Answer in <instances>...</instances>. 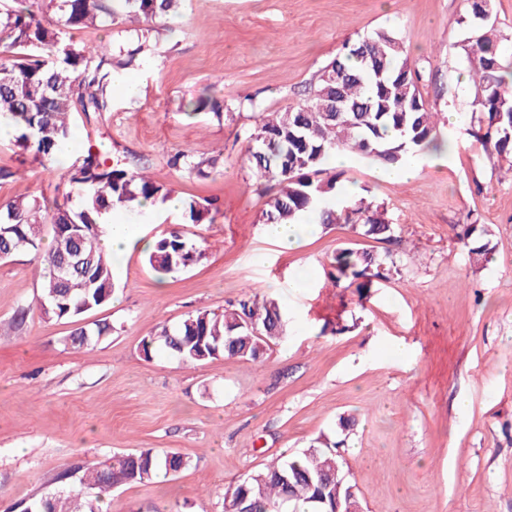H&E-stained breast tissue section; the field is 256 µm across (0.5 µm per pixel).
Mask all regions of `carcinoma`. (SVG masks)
I'll return each mask as SVG.
<instances>
[{
  "label": "carcinoma",
  "mask_w": 512,
  "mask_h": 512,
  "mask_svg": "<svg viewBox=\"0 0 512 512\" xmlns=\"http://www.w3.org/2000/svg\"><path fill=\"white\" fill-rule=\"evenodd\" d=\"M30 0H13L0 8V121L15 131V143L40 162L59 159L60 147L74 138L72 115L86 119L112 108V72L139 59L150 62L157 46L155 33L176 13L182 0H42L55 18L38 16ZM136 22V47L91 48L68 37L73 29L98 23ZM467 28L480 25L481 39L464 45L473 67L476 88L474 115L488 154L512 158V65L504 66V49L486 0H472L459 19ZM401 39L378 31L343 45L328 63L351 75L336 86L320 74L309 101L282 112L259 115L247 137V156L259 180L275 182L276 194L262 212L265 224H293L315 214L329 226L340 221L357 236L377 243L398 242L396 225L384 218L383 204L366 196L333 202L338 174L330 157L341 150L394 164L409 154L437 149L434 136L438 113L431 111L419 90L416 71L409 67ZM347 111H334L336 96ZM219 158L198 160L180 149L169 159L179 172L206 177ZM65 181L56 187L52 203L18 198L0 206V254L8 258L32 252L39 265L41 296L49 315L75 319L112 300L115 287L112 253L101 244L99 217L107 211L134 212L145 202L167 199L172 189L158 184L142 168L130 169L121 160L90 145L67 167ZM218 213L210 200L191 201L188 217L210 224ZM52 226V243L42 251L43 230ZM86 239L74 258L75 269L61 281L52 275L60 257L70 254L73 235ZM459 238L474 260L487 259L493 249L484 224H467ZM204 253L172 232L154 245L148 262L160 275L187 268ZM335 286L366 291L375 279L397 269L391 250L382 254L352 247L340 248L329 262ZM109 322L94 321L77 328L69 342L84 348L112 335ZM288 335V319L275 300L258 294L229 305L222 312L199 310L179 325H162L141 342L147 358L157 350L195 365L218 356L259 359L267 348ZM354 423L339 419L336 436H320L308 448L282 457L224 490V508L231 512H276L282 502L303 512L345 510L352 497L350 484L336 482L339 450ZM188 460L177 452L143 448L115 454L80 471L67 468L56 477L62 489L27 504L24 512H100L101 503L124 483H147L160 475H175ZM80 488L65 489L72 479Z\"/></svg>",
  "instance_id": "obj_1"
}]
</instances>
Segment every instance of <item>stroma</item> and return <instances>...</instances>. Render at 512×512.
Here are the masks:
<instances>
[{
  "instance_id": "stroma-1",
  "label": "stroma",
  "mask_w": 512,
  "mask_h": 512,
  "mask_svg": "<svg viewBox=\"0 0 512 512\" xmlns=\"http://www.w3.org/2000/svg\"><path fill=\"white\" fill-rule=\"evenodd\" d=\"M466 0H184L158 34L157 56L130 66L138 89L117 94L97 120L73 118L78 144L93 143L146 167L181 202L209 199L213 223L186 212L143 225L113 269L116 290L86 313L114 332L83 349L67 344L69 319L40 309L33 254L0 259V512L54 488L57 473L113 453L175 451L176 476L122 486L104 512H224V486L336 429L357 426L345 470L363 512H512V164L474 137L475 87L458 19ZM396 34L441 113L449 156L424 158L413 179L383 183L370 158L351 157L336 184L384 203L400 241L398 271L366 294L333 286L325 269L352 239L320 227L285 249L260 222L273 184L254 178L246 137L259 114L310 99L342 43ZM210 91L221 116L184 113ZM219 157L208 177L173 171L171 154ZM0 205L53 199L63 165L34 162L0 137ZM487 224L494 248L477 263L456 237ZM182 231L203 259L158 278L150 243ZM308 275L306 287H290ZM279 300L288 337L258 360L217 357L187 366L147 358L141 342L199 310H223L247 291ZM24 324L11 327L19 310ZM404 345L397 355L395 345Z\"/></svg>"
}]
</instances>
